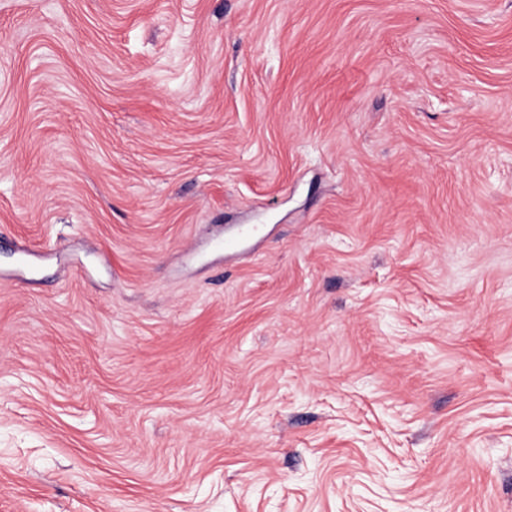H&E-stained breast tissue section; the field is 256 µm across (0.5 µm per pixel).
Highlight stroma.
Masks as SVG:
<instances>
[{
  "label": "stroma",
  "mask_w": 512,
  "mask_h": 512,
  "mask_svg": "<svg viewBox=\"0 0 512 512\" xmlns=\"http://www.w3.org/2000/svg\"><path fill=\"white\" fill-rule=\"evenodd\" d=\"M0 512H512V0H0Z\"/></svg>",
  "instance_id": "stroma-1"
}]
</instances>
